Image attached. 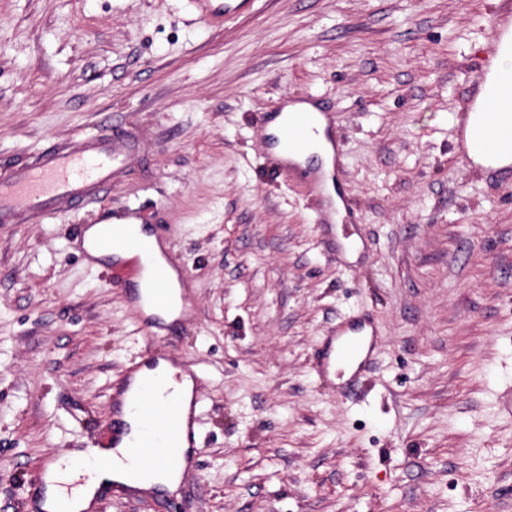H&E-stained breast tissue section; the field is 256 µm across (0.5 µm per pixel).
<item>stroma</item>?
Instances as JSON below:
<instances>
[{"instance_id":"1","label":"stroma","mask_w":512,"mask_h":512,"mask_svg":"<svg viewBox=\"0 0 512 512\" xmlns=\"http://www.w3.org/2000/svg\"><path fill=\"white\" fill-rule=\"evenodd\" d=\"M492 2L259 0L213 28L185 0H0V175L104 112L139 141L102 198L0 224V512L112 433L142 336L80 230L126 206L192 276L165 339L203 376L181 512H512V179L451 122ZM306 93L338 115L342 225L259 148L258 115ZM356 316L378 348L343 394L317 348ZM55 466H56L55 460L51 457H46L45 459H43V461L41 462V464L37 470V473L35 476V481H36L38 488L41 490L42 495L45 493L47 486L50 483V479L55 474ZM54 494H55V487L49 486L45 493V500H44V503L42 506L44 509H48L51 507V503H52Z\"/></svg>"}]
</instances>
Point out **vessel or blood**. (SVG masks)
Listing matches in <instances>:
<instances>
[{
    "label": "vessel or blood",
    "mask_w": 512,
    "mask_h": 512,
    "mask_svg": "<svg viewBox=\"0 0 512 512\" xmlns=\"http://www.w3.org/2000/svg\"><path fill=\"white\" fill-rule=\"evenodd\" d=\"M193 12L212 27L224 24L227 14L254 5L256 0H186ZM490 35L482 56L474 65L475 75L466 88V107L458 119L461 127L471 130L474 149L462 152L463 162L482 158L494 165L512 161V68L504 58L512 56V0H495L489 16ZM101 130L76 137L66 146L47 148L33 160L18 166L0 178V224L41 223L81 202L102 196L112 184V176L134 145L118 131L111 116H104ZM258 125L264 131V147L278 161L284 174L303 173L312 193L322 189L319 169L300 168L291 154L304 153L317 132H324L335 161H342V143L336 137V122L331 113L296 111L284 113L281 122L263 114ZM131 211L108 217L96 241V247L111 252L112 282L131 289L130 303L138 312L139 329L145 339L133 371L127 372L122 385L113 389L112 445L124 448L130 477L147 478L158 471L179 473L181 479L195 476L197 466L191 457L200 396L183 403L179 375L157 373L167 360L166 347L157 335L156 316L145 313L135 286L143 272L154 279L153 305L171 309L179 304L169 284L166 267L157 261L148 244L129 231ZM377 345V330L369 322L350 320L341 323L321 348L320 372L329 377L336 373V363L347 360L368 368ZM153 370V377L137 382L135 374Z\"/></svg>",
    "instance_id": "1"
}]
</instances>
